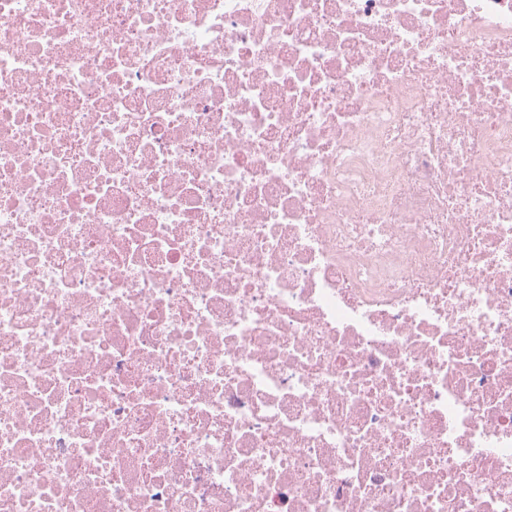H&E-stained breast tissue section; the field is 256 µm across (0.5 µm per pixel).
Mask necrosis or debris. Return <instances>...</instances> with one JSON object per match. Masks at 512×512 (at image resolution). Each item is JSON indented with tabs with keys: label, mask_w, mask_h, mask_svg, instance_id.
Masks as SVG:
<instances>
[{
	"label": "necrosis or debris",
	"mask_w": 512,
	"mask_h": 512,
	"mask_svg": "<svg viewBox=\"0 0 512 512\" xmlns=\"http://www.w3.org/2000/svg\"><path fill=\"white\" fill-rule=\"evenodd\" d=\"M0 512H512V0H0Z\"/></svg>",
	"instance_id": "necrosis-or-debris-1"
}]
</instances>
